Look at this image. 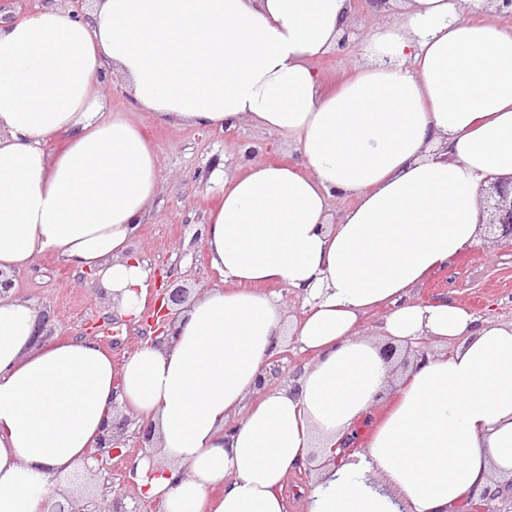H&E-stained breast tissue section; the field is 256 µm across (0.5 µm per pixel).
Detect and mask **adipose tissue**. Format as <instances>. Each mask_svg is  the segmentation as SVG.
Segmentation results:
<instances>
[{
	"label": "adipose tissue",
	"mask_w": 512,
	"mask_h": 512,
	"mask_svg": "<svg viewBox=\"0 0 512 512\" xmlns=\"http://www.w3.org/2000/svg\"><path fill=\"white\" fill-rule=\"evenodd\" d=\"M388 2L398 20L328 94L311 63L350 0H95L85 20L51 7L0 27V273L52 252L139 319L151 270L132 248L160 163L126 113L100 112L107 73L158 121H247L296 155L223 172L203 237L229 287L187 301L172 344L119 367L91 336L38 345L36 309L0 296V512H42L113 406L158 438L136 471L159 512H287L286 476L313 457L308 512H449L512 478V322L414 297L477 238L482 181L512 176V27L488 0ZM338 196L355 204L336 218ZM268 284L301 295L304 319ZM288 334L313 361L259 385ZM421 337L454 350L388 390L378 339ZM382 402L367 447L327 463Z\"/></svg>",
	"instance_id": "obj_1"
}]
</instances>
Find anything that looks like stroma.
Segmentation results:
<instances>
[{"instance_id": "1", "label": "stroma", "mask_w": 512, "mask_h": 512, "mask_svg": "<svg viewBox=\"0 0 512 512\" xmlns=\"http://www.w3.org/2000/svg\"><path fill=\"white\" fill-rule=\"evenodd\" d=\"M354 12V32L348 46L313 63L326 91L337 89L352 76L365 39L381 22L364 0H357ZM96 95L105 111L127 113L153 143L160 161L157 203L139 230L134 243L136 255L155 269L179 264L180 283L192 291L223 287V276L210 266L205 243L197 238L201 225L220 200L219 186L209 178L211 165L224 155L238 153L246 141L269 143V150L259 154V161L288 164L294 157L287 144L277 134L249 123L225 131L159 122L151 113L132 108L123 81L116 74L101 80ZM439 294L448 295L477 317L511 322L512 247L497 245L490 231L479 233L450 266L430 276L416 290L418 299L424 302ZM13 295L48 311L59 341L76 338L85 325L96 322L112 305L97 280L79 278L51 252L20 270ZM76 484L77 492L63 490L56 500L46 501L44 512H54L58 502L78 506L89 502L95 512H111L112 496L105 491L109 485L122 489L124 503L133 512H157L156 506L144 498L140 485L128 481L122 463L109 462L103 471L89 469L80 474Z\"/></svg>"}]
</instances>
